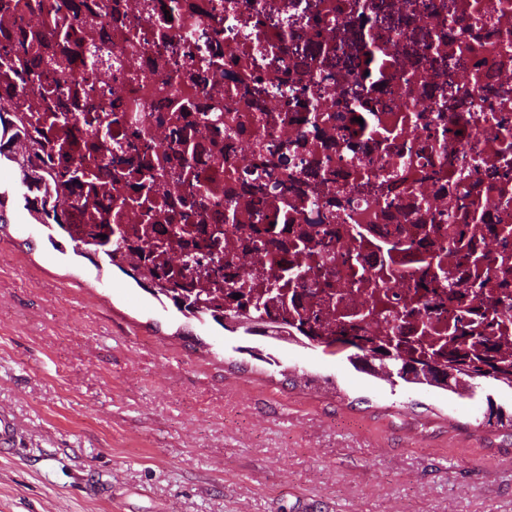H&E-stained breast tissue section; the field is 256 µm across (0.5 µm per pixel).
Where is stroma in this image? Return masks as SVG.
<instances>
[{
	"mask_svg": "<svg viewBox=\"0 0 512 512\" xmlns=\"http://www.w3.org/2000/svg\"><path fill=\"white\" fill-rule=\"evenodd\" d=\"M0 512H512V431L462 398L390 386L321 348L237 353L53 246L4 178Z\"/></svg>",
	"mask_w": 512,
	"mask_h": 512,
	"instance_id": "stroma-1",
	"label": "stroma"
}]
</instances>
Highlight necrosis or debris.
Instances as JSON below:
<instances>
[{"mask_svg": "<svg viewBox=\"0 0 512 512\" xmlns=\"http://www.w3.org/2000/svg\"><path fill=\"white\" fill-rule=\"evenodd\" d=\"M75 2L86 19L79 41L64 47L68 66L54 76L82 103L67 132L70 156L77 161L99 147L92 107L102 102L112 109L113 142L137 139L159 152L174 139L186 140L188 162L174 156L154 170L150 192L151 219L166 223L184 195L172 176L190 165L189 184L202 209L189 213L182 231L167 235L169 256L216 235L224 275L255 282L267 272L264 252L242 251L239 241L253 227L273 223L284 197L295 206L289 242L303 234L333 235V298L307 276L305 253H288V274L298 279L288 318L306 335L378 336L389 327L408 334L421 320L434 339L460 333L484 270L501 300L483 327L512 354V265L497 266L502 256L512 262V0H361L360 9L342 14L329 10L328 0H112L108 10L97 9L98 0ZM50 25L39 9L0 11V53ZM368 42L382 59L371 87L361 77ZM90 46L107 52V60H92ZM133 73L147 76L152 89H135ZM246 77L265 90L239 103L235 92ZM189 84L197 88L190 110L170 122ZM341 95L360 99L394 129V141L379 149L354 136L350 114L338 108ZM220 106L218 135L208 119ZM278 113L283 122H272ZM57 136L41 112L11 128L13 168L24 172L21 186L31 200H39L42 185L27 161L38 142ZM262 146L282 154L285 169L278 186L258 196L253 187ZM112 166L125 170V178L106 179L102 190L70 208L75 239H86L93 217L107 212L117 234L149 219L138 202L136 161L116 151ZM386 171L396 177L384 206L375 197ZM356 224L372 228L378 239L412 242L411 250L393 255L398 275L384 302L394 315L406 307L416 309V317L363 320L375 290L369 281L353 287L345 259L355 253L368 266L376 254L353 232ZM426 225L444 247L445 288L417 265ZM471 237L484 264L464 260L453 245Z\"/></svg>", "mask_w": 512, "mask_h": 512, "instance_id": "obj_1", "label": "necrosis or debris"}]
</instances>
